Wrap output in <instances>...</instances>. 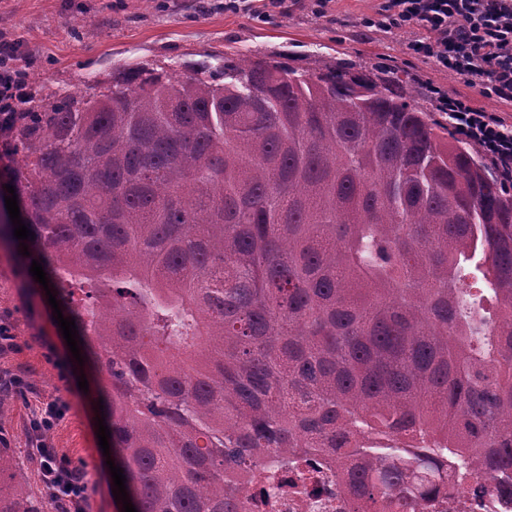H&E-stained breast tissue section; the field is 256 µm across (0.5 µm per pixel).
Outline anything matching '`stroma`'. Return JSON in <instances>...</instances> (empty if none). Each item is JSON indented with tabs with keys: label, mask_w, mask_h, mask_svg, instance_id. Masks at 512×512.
<instances>
[{
	"label": "stroma",
	"mask_w": 512,
	"mask_h": 512,
	"mask_svg": "<svg viewBox=\"0 0 512 512\" xmlns=\"http://www.w3.org/2000/svg\"><path fill=\"white\" fill-rule=\"evenodd\" d=\"M380 0H332L328 13L312 14L303 0L284 13L258 19L229 13L224 0H0V32L21 39L40 95L82 97L110 86L112 73L143 63L180 73L187 63L226 54L254 59L286 58L297 68L322 59L346 67L396 68L408 73L409 92L429 104L428 85L475 106L512 118V105L464 85L431 61L412 55L415 32L365 27ZM25 277L13 249L0 247V325L17 349L0 352V373L24 377V387L0 402V446L35 497L44 486L32 451L31 421L40 403L64 401L65 414L50 433L56 454L85 473L86 512H117L106 458L97 438L101 385L91 363L73 358L47 297L26 295ZM89 388L80 390L78 376Z\"/></svg>",
	"instance_id": "1"
}]
</instances>
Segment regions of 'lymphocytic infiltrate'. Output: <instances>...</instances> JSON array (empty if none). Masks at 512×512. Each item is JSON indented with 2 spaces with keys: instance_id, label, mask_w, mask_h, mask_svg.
<instances>
[{
  "instance_id": "1",
  "label": "lymphocytic infiltrate",
  "mask_w": 512,
  "mask_h": 512,
  "mask_svg": "<svg viewBox=\"0 0 512 512\" xmlns=\"http://www.w3.org/2000/svg\"><path fill=\"white\" fill-rule=\"evenodd\" d=\"M367 27L420 29L410 51L471 87L512 103V0H381ZM19 41L0 35V159H11L20 106L34 93ZM431 93L448 115L449 129L472 142L506 186H512V122L474 107L470 99ZM65 411L47 403L35 418L36 448L45 487L64 509L82 512L88 497L83 472L59 459L47 442Z\"/></svg>"
}]
</instances>
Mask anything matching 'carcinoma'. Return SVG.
Returning a JSON list of instances; mask_svg holds the SVG:
<instances>
[{
  "label": "carcinoma",
  "instance_id": "cac0c4a2",
  "mask_svg": "<svg viewBox=\"0 0 512 512\" xmlns=\"http://www.w3.org/2000/svg\"><path fill=\"white\" fill-rule=\"evenodd\" d=\"M398 73L224 57L34 99L11 186L137 512L512 495V191ZM0 448V512H49ZM320 463V461H317ZM314 462L320 469L317 478L321 486L328 488L329 493H323L319 498L291 497L285 492L286 487H279L276 484L265 487L272 502V507L263 511H256L250 508L251 512H350L347 508L346 494L339 493L337 484L339 478L336 476V469L328 470L319 463ZM272 510V511H267Z\"/></svg>",
  "mask_w": 512,
  "mask_h": 512
}]
</instances>
